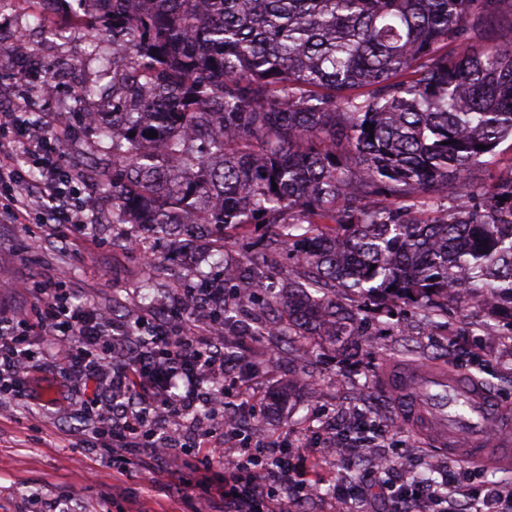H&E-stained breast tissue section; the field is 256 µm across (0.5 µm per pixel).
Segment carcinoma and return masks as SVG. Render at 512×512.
<instances>
[{
  "label": "carcinoma",
  "instance_id": "1",
  "mask_svg": "<svg viewBox=\"0 0 512 512\" xmlns=\"http://www.w3.org/2000/svg\"><path fill=\"white\" fill-rule=\"evenodd\" d=\"M47 2L112 45L127 240L277 228L224 265V324L256 301L255 335L345 352L362 308L340 294L512 324V168L470 183L512 139V0ZM283 252L277 289L263 269Z\"/></svg>",
  "mask_w": 512,
  "mask_h": 512
}]
</instances>
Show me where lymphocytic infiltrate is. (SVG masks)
I'll list each match as a JSON object with an SVG mask.
<instances>
[{
	"label": "lymphocytic infiltrate",
	"mask_w": 512,
	"mask_h": 512,
	"mask_svg": "<svg viewBox=\"0 0 512 512\" xmlns=\"http://www.w3.org/2000/svg\"><path fill=\"white\" fill-rule=\"evenodd\" d=\"M67 126L55 129L32 123L12 107L0 111V221L21 223L39 198L54 232L86 223L84 208L64 163ZM72 291L37 297L42 317L28 312L0 313V399L21 402L30 395L34 356L30 338H38L66 379L93 384L89 406L95 425L83 446L110 453L113 459L148 460L182 476L183 485L202 497L224 500V512H286L280 490L299 496L317 493L327 463L313 449L304 468H295L276 439L249 445L239 425L228 424L216 398H235L253 410H269L268 395L231 376L223 345L213 333L223 323L215 315L218 294L206 293L195 310L204 322L187 327L181 313L167 320L115 322ZM151 340H144V332ZM228 445L224 464L215 453ZM394 498L395 512H413L418 501L448 504L451 481H411L403 488L381 483Z\"/></svg>",
	"instance_id": "lymphocytic-infiltrate-1"
}]
</instances>
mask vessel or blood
I'll return each instance as SVG.
<instances>
[{
	"mask_svg": "<svg viewBox=\"0 0 512 512\" xmlns=\"http://www.w3.org/2000/svg\"><path fill=\"white\" fill-rule=\"evenodd\" d=\"M380 378L400 418L460 460L512 465V410L482 381L426 362H386Z\"/></svg>",
	"mask_w": 512,
	"mask_h": 512,
	"instance_id": "obj_1",
	"label": "vessel or blood"
}]
</instances>
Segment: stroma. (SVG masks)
Here are the masks:
<instances>
[{
    "label": "stroma",
    "mask_w": 512,
    "mask_h": 512,
    "mask_svg": "<svg viewBox=\"0 0 512 512\" xmlns=\"http://www.w3.org/2000/svg\"><path fill=\"white\" fill-rule=\"evenodd\" d=\"M69 24L67 15L45 14L38 0H14L11 10L0 11V34L25 32L32 47L29 55L0 63V98L13 99L19 110L46 123L70 113L63 155L92 217L88 227L59 236L47 234L34 216L25 224L0 222V307L29 309L34 298L22 283L50 288L59 280L109 317L128 320L175 308L181 289L216 277L209 258L214 242L196 237L188 247L154 243L168 272L159 276L153 300H144L138 284L151 267L142 251L129 248L125 225L113 223L112 195L101 187L112 177L110 142L81 122L83 113L112 109V80L101 77L92 53L99 28L85 24L78 37L53 38L55 29ZM94 81L104 87L103 96L78 98V89ZM361 331V344L347 356L317 339L280 349L239 326L225 327L224 345L236 375L261 392L288 394L279 414L260 418L234 401L226 416L248 425L255 440L277 432L293 449L326 437V429H313V422L351 408L354 423L343 436L354 441L381 434L386 452L397 460L387 481L437 480L455 471L468 473L475 494L492 486L512 489V467L469 466L437 453L409 431L393 429L394 405L377 384L387 360L435 362L462 368L512 406V326L453 306L425 326L411 308L392 304L379 311L366 308ZM57 385L54 373L39 368L27 404L0 403V512H49L57 501L71 512H224L221 499H188L159 467L140 462L121 467L109 455L85 453L78 421L57 405Z\"/></svg>",
    "instance_id": "obj_1"
}]
</instances>
